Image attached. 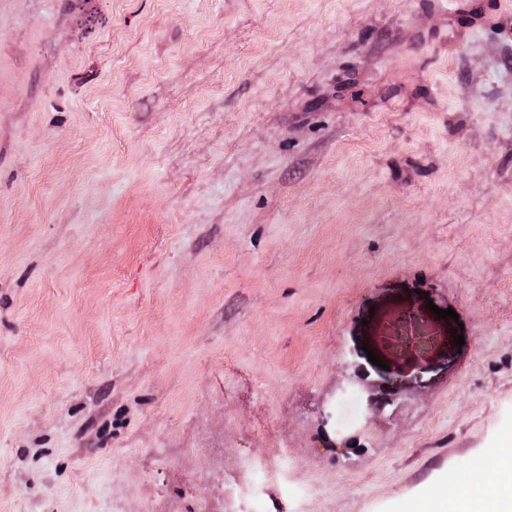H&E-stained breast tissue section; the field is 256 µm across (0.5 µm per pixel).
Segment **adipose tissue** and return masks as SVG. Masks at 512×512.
Returning a JSON list of instances; mask_svg holds the SVG:
<instances>
[{"mask_svg": "<svg viewBox=\"0 0 512 512\" xmlns=\"http://www.w3.org/2000/svg\"><path fill=\"white\" fill-rule=\"evenodd\" d=\"M499 479L489 483L482 469L455 476V496L439 500L429 491L419 497L414 512H512V448H500Z\"/></svg>", "mask_w": 512, "mask_h": 512, "instance_id": "1", "label": "adipose tissue"}]
</instances>
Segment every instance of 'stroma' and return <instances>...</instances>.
I'll list each match as a JSON object with an SVG mask.
<instances>
[{"label": "stroma", "instance_id": "35a3bbf8", "mask_svg": "<svg viewBox=\"0 0 512 512\" xmlns=\"http://www.w3.org/2000/svg\"><path fill=\"white\" fill-rule=\"evenodd\" d=\"M424 2L0 0V512H410L495 473L512 0Z\"/></svg>", "mask_w": 512, "mask_h": 512}]
</instances>
